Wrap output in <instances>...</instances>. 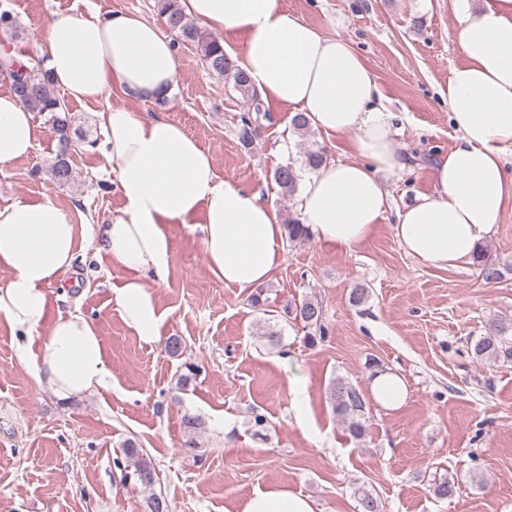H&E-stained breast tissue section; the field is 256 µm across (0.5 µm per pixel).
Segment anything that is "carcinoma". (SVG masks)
<instances>
[{
  "mask_svg": "<svg viewBox=\"0 0 512 512\" xmlns=\"http://www.w3.org/2000/svg\"><path fill=\"white\" fill-rule=\"evenodd\" d=\"M158 14L165 24L182 40V43L201 53L209 70L224 79V84L233 90L251 97L256 102V111H261L258 95L252 87L246 71L238 66L224 51V45L215 38L201 34L192 18L185 13L180 0H156ZM3 65L0 72L6 74L9 82L19 79L24 91L16 93L22 105L29 111L49 116L52 128L58 136L57 152L50 174L54 181L64 185L71 181L73 169L70 154L77 142L85 140L79 129L73 127L74 118L66 102L57 95L53 80L45 69V57H28L27 62L17 63L10 57L0 58ZM273 179L281 191L292 197L297 192L298 177L293 164L279 166L273 173ZM289 241H306L310 238L309 227L299 219L290 217L284 224ZM285 315L300 325L306 332L307 345L314 346L326 338L327 329L322 320V308L313 298H304L300 302L285 308ZM472 357L481 363L512 362V320H493L487 324L486 334L470 341L468 346ZM328 400L332 413L346 427L349 433L359 438L365 432L363 415L366 409L365 395L354 385L338 379L332 382L328 391ZM184 438L182 447L192 453L198 448L197 434L203 427L202 420L192 414L183 417ZM125 458L124 480L135 479L142 487L153 486L154 468L144 450L136 442L129 441L123 448Z\"/></svg>",
  "mask_w": 512,
  "mask_h": 512,
  "instance_id": "1",
  "label": "carcinoma"
}]
</instances>
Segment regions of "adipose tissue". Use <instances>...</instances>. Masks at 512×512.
<instances>
[{"mask_svg":"<svg viewBox=\"0 0 512 512\" xmlns=\"http://www.w3.org/2000/svg\"><path fill=\"white\" fill-rule=\"evenodd\" d=\"M200 22L243 39L244 67L258 95L304 113L325 138L347 139L348 156L326 158L304 181L298 215L322 243L347 249L366 241L389 209L387 187L409 166L395 145L397 115L353 43L282 10L277 0H184ZM465 61L448 81L454 146L435 160L434 184L398 213L393 232L404 250L436 268L470 263L512 203V0H457ZM47 67L71 99L97 101L110 89L154 101L170 96L176 51L158 22L113 10L56 13L46 28ZM116 164L121 216L101 231L99 250L128 271L113 300L144 343L162 338L164 317L153 282L168 272V224L203 214V246L213 273L240 289L267 282L281 260L284 228L260 192L218 181L208 152L184 129L159 117L111 107L101 115ZM33 115L12 93L0 94V165L29 155ZM77 251V229L51 200L0 208V317L36 330L47 289L60 283ZM58 399L106 387L104 344L81 315L57 319L36 348H22ZM240 512H315L285 488L255 493Z\"/></svg>","mask_w":512,"mask_h":512,"instance_id":"ef3b65f1","label":"adipose tissue"}]
</instances>
